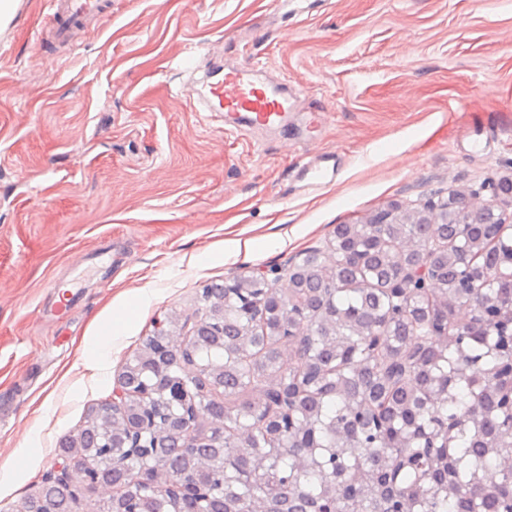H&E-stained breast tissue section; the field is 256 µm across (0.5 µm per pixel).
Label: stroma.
<instances>
[{"instance_id":"obj_1","label":"stroma","mask_w":512,"mask_h":512,"mask_svg":"<svg viewBox=\"0 0 512 512\" xmlns=\"http://www.w3.org/2000/svg\"><path fill=\"white\" fill-rule=\"evenodd\" d=\"M48 11L16 0L0 26V512H22L125 359L211 283L283 274L389 200L421 209L512 173V0H112L67 49ZM188 57L287 78L327 121L225 132L180 92ZM328 153L336 181L303 189ZM269 235L275 250H224Z\"/></svg>"}]
</instances>
